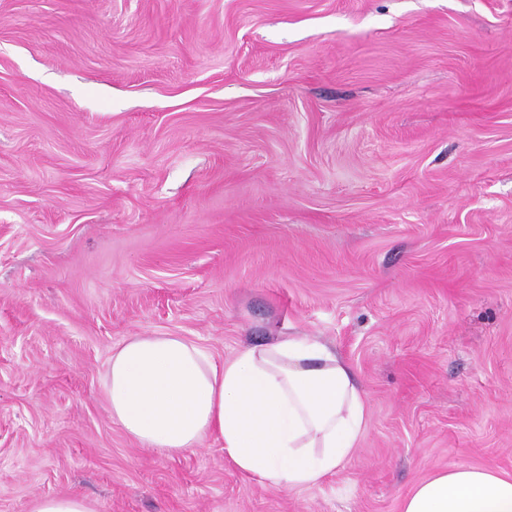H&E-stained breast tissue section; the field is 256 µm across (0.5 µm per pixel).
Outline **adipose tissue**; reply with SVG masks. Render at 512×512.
Instances as JSON below:
<instances>
[{"instance_id": "adipose-tissue-1", "label": "adipose tissue", "mask_w": 512, "mask_h": 512, "mask_svg": "<svg viewBox=\"0 0 512 512\" xmlns=\"http://www.w3.org/2000/svg\"><path fill=\"white\" fill-rule=\"evenodd\" d=\"M112 419L168 454L219 442L242 473L297 490L334 474L367 426L350 366L307 336L251 344L224 362L181 336H134L108 362ZM402 512H512V475L457 466L424 479Z\"/></svg>"}]
</instances>
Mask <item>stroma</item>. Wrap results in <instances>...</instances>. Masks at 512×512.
I'll return each mask as SVG.
<instances>
[{
	"instance_id": "stroma-1",
	"label": "stroma",
	"mask_w": 512,
	"mask_h": 512,
	"mask_svg": "<svg viewBox=\"0 0 512 512\" xmlns=\"http://www.w3.org/2000/svg\"><path fill=\"white\" fill-rule=\"evenodd\" d=\"M311 336L369 403L263 485L113 422L114 351ZM512 474V0H0V512H401ZM402 512H512V475L474 466L439 471L404 498ZM32 512H93L84 498L77 495L50 496L40 499Z\"/></svg>"
}]
</instances>
